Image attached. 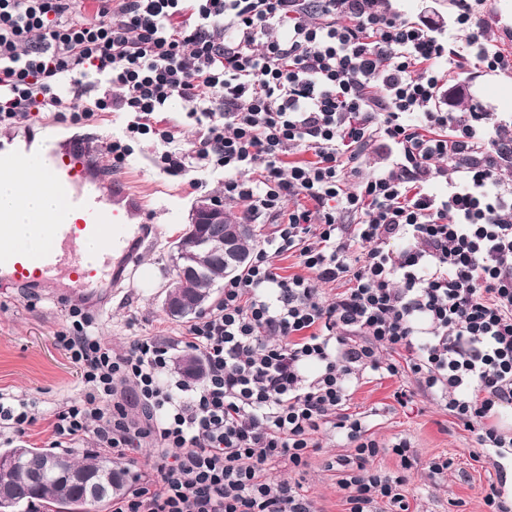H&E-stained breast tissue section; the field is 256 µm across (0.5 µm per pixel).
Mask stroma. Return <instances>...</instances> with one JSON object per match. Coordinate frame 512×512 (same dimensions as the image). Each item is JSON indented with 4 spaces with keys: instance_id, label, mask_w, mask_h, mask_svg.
<instances>
[{
    "instance_id": "stroma-1",
    "label": "stroma",
    "mask_w": 512,
    "mask_h": 512,
    "mask_svg": "<svg viewBox=\"0 0 512 512\" xmlns=\"http://www.w3.org/2000/svg\"><path fill=\"white\" fill-rule=\"evenodd\" d=\"M448 93L449 108L454 112L474 108L512 113V78L475 68L468 61L462 68L451 69ZM129 119V114L115 109L76 125L42 112L34 115L27 126L0 128V143L21 145L29 138L49 136L61 141L79 136L93 138L95 176L125 184L139 199L130 215L131 223L155 224L159 232L156 242L140 253L139 267L149 273V280H137L130 287L118 289L105 309H90L92 325L118 350L127 348L139 336L161 337L172 344L171 356L177 360L184 354L177 341L185 335L191 320L170 318L163 308L166 288L173 278L171 244L185 231L199 198L223 200L224 179L208 171L200 173L203 186L195 189L189 184V175L160 171L153 163L156 145L148 137L134 143L132 154L120 167H113L108 145L122 134ZM73 305V300H57L42 291L0 288V393L35 401L38 420L27 440L33 447H51L48 423L53 411L79 390L78 368L54 342ZM401 387L415 393L413 404L406 408L393 397ZM348 407L350 413L366 417L373 437L383 446L374 468L405 473L408 498L419 512H485L483 498L490 483L498 479L495 456L472 458L470 432L456 425L438 399L419 392L415 376L406 373L362 380L353 388ZM401 438L410 440L417 452L416 462L406 471L391 450L392 443ZM320 442V450L310 454L305 468H280L276 474L300 481L321 512H343L344 492L339 485L342 473L332 463L348 449L330 430L321 433ZM438 456L451 457L453 465L447 473L434 477L428 465Z\"/></svg>"
}]
</instances>
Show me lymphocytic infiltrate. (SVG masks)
I'll return each mask as SVG.
<instances>
[{"instance_id": "obj_1", "label": "lymphocytic infiltrate", "mask_w": 512, "mask_h": 512, "mask_svg": "<svg viewBox=\"0 0 512 512\" xmlns=\"http://www.w3.org/2000/svg\"><path fill=\"white\" fill-rule=\"evenodd\" d=\"M94 2L0 0V127L111 111L106 98L82 111L68 98L105 78L132 114L109 145L115 162L152 136L160 170L223 172L225 200L272 224L183 340L204 380L170 378L159 337L115 350L78 307L57 332L82 388L53 413L55 447L90 436L121 460L157 450L111 512H319L302 484L271 472L304 468L324 429L352 447L337 460L345 512H412L410 442L392 446L401 474L373 469L381 445L344 411L367 373L411 372L480 449L511 456L497 419L512 408V187L501 181L512 115L449 111L448 66L462 56L448 39L389 0ZM456 6L477 66L511 75L483 14ZM176 101L196 147L165 117ZM379 138L399 159L369 173L364 152ZM286 255L302 273L281 274ZM336 282L343 291L322 300Z\"/></svg>"}]
</instances>
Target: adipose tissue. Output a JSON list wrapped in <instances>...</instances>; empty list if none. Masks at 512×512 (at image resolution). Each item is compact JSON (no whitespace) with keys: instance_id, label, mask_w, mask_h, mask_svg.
I'll list each match as a JSON object with an SVG mask.
<instances>
[{"instance_id":"1","label":"adipose tissue","mask_w":512,"mask_h":512,"mask_svg":"<svg viewBox=\"0 0 512 512\" xmlns=\"http://www.w3.org/2000/svg\"><path fill=\"white\" fill-rule=\"evenodd\" d=\"M57 209V196L37 163L0 174V224L9 225L13 236L37 245L35 224Z\"/></svg>"}]
</instances>
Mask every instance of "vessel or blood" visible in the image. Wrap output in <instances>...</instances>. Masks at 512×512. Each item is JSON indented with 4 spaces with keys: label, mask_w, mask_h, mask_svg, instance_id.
<instances>
[{
    "label": "vessel or blood",
    "mask_w": 512,
    "mask_h": 512,
    "mask_svg": "<svg viewBox=\"0 0 512 512\" xmlns=\"http://www.w3.org/2000/svg\"><path fill=\"white\" fill-rule=\"evenodd\" d=\"M39 158L59 197V211L38 225L41 244L35 248L0 225V287L47 288L102 307L109 289L132 276L138 250L151 246L148 227L126 223L119 204L128 191L92 177L82 151L62 154L49 146Z\"/></svg>",
    "instance_id": "vessel-or-blood-1"
}]
</instances>
